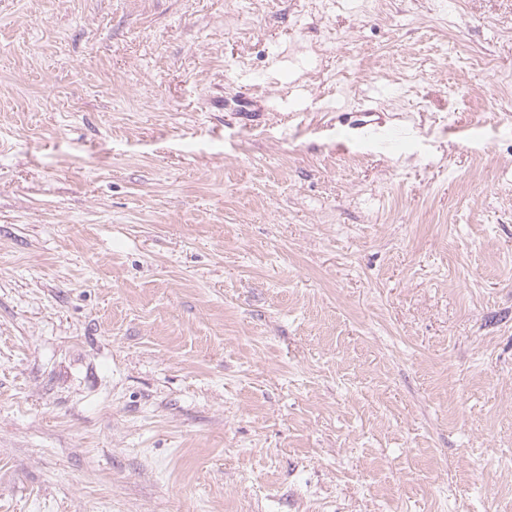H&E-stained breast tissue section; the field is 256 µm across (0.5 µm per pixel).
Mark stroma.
I'll return each instance as SVG.
<instances>
[{"mask_svg":"<svg viewBox=\"0 0 512 512\" xmlns=\"http://www.w3.org/2000/svg\"><path fill=\"white\" fill-rule=\"evenodd\" d=\"M0 512H512V0H0ZM375 113L373 109L342 113L345 117L341 123L348 127L353 139L375 141L389 149L396 139L406 134L407 128L402 124L391 126Z\"/></svg>","mask_w":512,"mask_h":512,"instance_id":"stroma-1","label":"stroma"}]
</instances>
